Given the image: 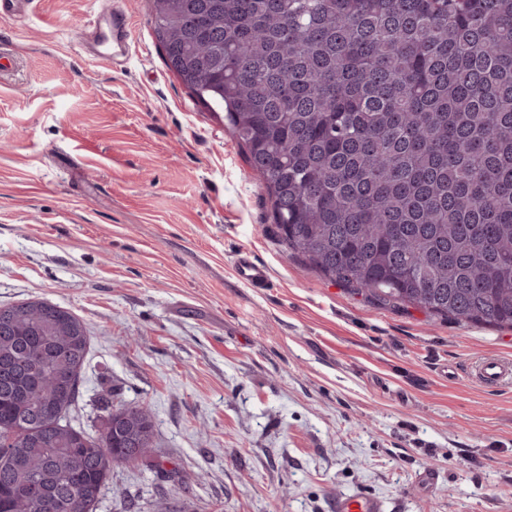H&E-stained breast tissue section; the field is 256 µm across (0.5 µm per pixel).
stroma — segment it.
Here are the masks:
<instances>
[{
  "mask_svg": "<svg viewBox=\"0 0 512 512\" xmlns=\"http://www.w3.org/2000/svg\"><path fill=\"white\" fill-rule=\"evenodd\" d=\"M124 68L82 44L89 0H31L0 20V306L76 314L90 348L65 423L99 436L149 405L151 466L113 467L93 512H512V328L382 305L323 278L274 233L264 184L166 67L153 0ZM268 266L252 288L240 249ZM232 268L238 281L253 288H267L271 283L268 267L257 261L247 249L236 254ZM471 372L481 384L497 387L504 383H511L512 361L497 355H486L473 363ZM336 512H384V509L380 500L359 493L337 501Z\"/></svg>",
  "mask_w": 512,
  "mask_h": 512,
  "instance_id": "obj_1",
  "label": "stroma"
}]
</instances>
